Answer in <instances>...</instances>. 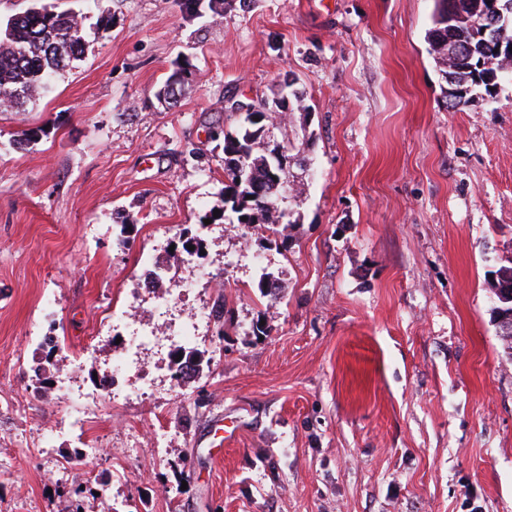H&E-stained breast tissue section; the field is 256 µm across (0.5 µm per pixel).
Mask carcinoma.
<instances>
[{"label": "carcinoma", "instance_id": "cac0c4a2", "mask_svg": "<svg viewBox=\"0 0 512 512\" xmlns=\"http://www.w3.org/2000/svg\"><path fill=\"white\" fill-rule=\"evenodd\" d=\"M445 2L435 0L432 26L426 32L427 43L440 71L448 73L446 44L442 32L448 30ZM455 36L473 47L475 55L483 58L480 80L462 74L458 83L491 92L501 81L512 82V59L487 55L483 51L481 29L469 15L459 16L453 22ZM82 22L73 12H56L49 7H31L0 23V90L4 99L0 106L17 107L33 97L55 75L69 67L83 53ZM179 68H174L157 92L164 104L174 106L178 99H169L185 86L179 79ZM279 114L304 112L306 106L300 97L290 93L280 95ZM239 116L237 125L224 132V192L222 218L231 224L251 228L255 224L290 223L288 203L300 191L291 186L290 172L277 167L275 160L264 149L263 123L252 119L249 112L230 108Z\"/></svg>", "mask_w": 512, "mask_h": 512}]
</instances>
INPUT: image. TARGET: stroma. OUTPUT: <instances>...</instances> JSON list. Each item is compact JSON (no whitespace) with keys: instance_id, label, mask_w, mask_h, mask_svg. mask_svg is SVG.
Returning a JSON list of instances; mask_svg holds the SVG:
<instances>
[{"instance_id":"35a3bbf8","label":"stroma","mask_w":512,"mask_h":512,"mask_svg":"<svg viewBox=\"0 0 512 512\" xmlns=\"http://www.w3.org/2000/svg\"><path fill=\"white\" fill-rule=\"evenodd\" d=\"M46 2L81 15L84 52L25 111L0 109V512H512V357L491 293L512 264V83L446 107L434 0L193 17L175 0ZM288 79L305 169L274 241L211 212L229 100ZM185 228L204 238L191 288L171 250ZM144 254L176 306L142 291ZM133 301L136 321L117 319ZM202 305L224 319L194 341L200 376L176 380L157 346L154 393L135 398L117 339L177 333ZM46 310L53 352L29 341ZM81 412L83 436L45 450Z\"/></svg>"}]
</instances>
